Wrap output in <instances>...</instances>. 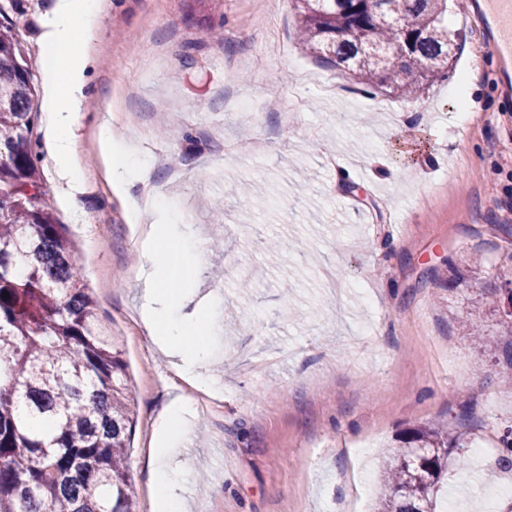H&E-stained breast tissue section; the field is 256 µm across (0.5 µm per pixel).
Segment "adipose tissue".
Wrapping results in <instances>:
<instances>
[{"mask_svg":"<svg viewBox=\"0 0 512 512\" xmlns=\"http://www.w3.org/2000/svg\"><path fill=\"white\" fill-rule=\"evenodd\" d=\"M103 8L104 0H57L41 34L51 155L60 178L72 187L82 178L74 156L73 125L85 97L87 59L73 51L71 45L92 38ZM100 141L120 180H148V165L139 161L131 148L116 141L111 130H101ZM148 237L159 262L153 265L145 281V292L156 306L146 311L144 324L155 343L180 357L179 370L184 381L192 388L204 389L211 382L208 365L212 353L207 344L210 322L201 314L184 313L181 302L170 289L171 283L192 280L198 240L176 235L166 224L151 225ZM187 411V402L180 398L162 411L152 469L153 486L159 493L156 505L161 512H183L181 500L171 492L178 476L165 465L164 459L188 433Z\"/></svg>","mask_w":512,"mask_h":512,"instance_id":"obj_1","label":"adipose tissue"}]
</instances>
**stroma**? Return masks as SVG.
Masks as SVG:
<instances>
[{
	"instance_id": "obj_1",
	"label": "stroma",
	"mask_w": 512,
	"mask_h": 512,
	"mask_svg": "<svg viewBox=\"0 0 512 512\" xmlns=\"http://www.w3.org/2000/svg\"><path fill=\"white\" fill-rule=\"evenodd\" d=\"M56 0H0L35 78L42 25ZM448 0L461 40L444 81L417 98L363 93L296 38L295 0H106L84 50L88 97L73 129L82 183L69 191L51 157L45 106L32 147L47 201L76 245L83 282L127 365L135 399L129 490L155 512L152 440L181 386L142 321L150 248L140 227L175 224L207 243L181 287L220 298L210 337L217 379L194 403L180 458L187 512H373L379 475L405 430L456 424L438 505L483 512L512 482L498 465L512 426V369L468 338L471 323L504 333L491 296L512 266V89L489 27ZM223 26L229 45L206 30ZM110 128L150 169L112 180L99 131ZM263 142L261 153L240 142ZM414 147L413 158L394 150ZM176 157L177 172L161 160ZM257 191L240 215L225 193ZM155 191L151 210L137 204ZM281 241L280 253L267 251ZM330 269L335 286L321 272ZM482 447L479 461L471 450ZM207 477L199 489L197 473Z\"/></svg>"
}]
</instances>
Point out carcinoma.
I'll use <instances>...</instances> for the list:
<instances>
[{
    "instance_id": "carcinoma-1",
    "label": "carcinoma",
    "mask_w": 512,
    "mask_h": 512,
    "mask_svg": "<svg viewBox=\"0 0 512 512\" xmlns=\"http://www.w3.org/2000/svg\"><path fill=\"white\" fill-rule=\"evenodd\" d=\"M296 37L372 90L415 98L448 78L459 34L448 0H298ZM34 78L17 26L0 23V512H134L125 364L83 284L67 225L30 149ZM472 341L512 367L476 325ZM376 512H434L461 434L407 430ZM512 468V428L500 439Z\"/></svg>"
}]
</instances>
